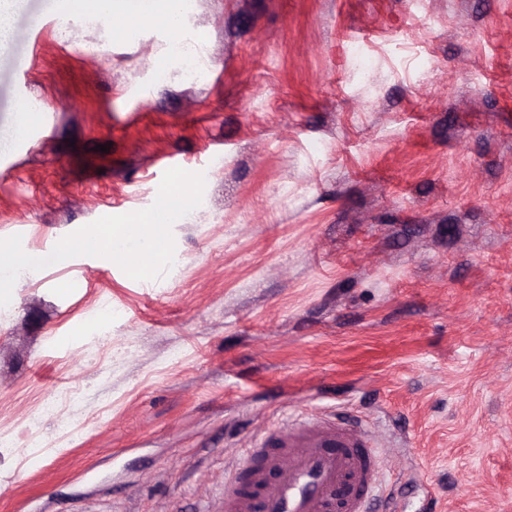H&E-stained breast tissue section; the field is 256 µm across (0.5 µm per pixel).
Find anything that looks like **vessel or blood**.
I'll return each mask as SVG.
<instances>
[{"instance_id": "1", "label": "vessel or blood", "mask_w": 512, "mask_h": 512, "mask_svg": "<svg viewBox=\"0 0 512 512\" xmlns=\"http://www.w3.org/2000/svg\"><path fill=\"white\" fill-rule=\"evenodd\" d=\"M390 457L363 424L334 415L282 423L224 480V512H371Z\"/></svg>"}]
</instances>
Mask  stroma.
<instances>
[{"mask_svg": "<svg viewBox=\"0 0 512 512\" xmlns=\"http://www.w3.org/2000/svg\"><path fill=\"white\" fill-rule=\"evenodd\" d=\"M1 148L0 512H224L323 410L395 448L397 512H512V0H25ZM175 185L155 276L72 249ZM142 0H113L111 1V8L106 13L111 15L114 11H120L125 14L136 15L142 10H145L150 20L157 19L163 21L167 26L176 29L177 16L173 11L174 0H147L148 3L140 2Z\"/></svg>", "mask_w": 512, "mask_h": 512, "instance_id": "1", "label": "stroma"}]
</instances>
